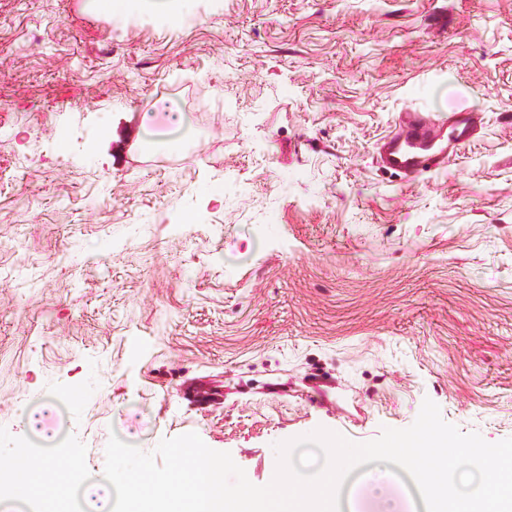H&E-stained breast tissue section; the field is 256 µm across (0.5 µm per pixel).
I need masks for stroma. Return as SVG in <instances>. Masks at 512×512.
<instances>
[{"label": "stroma", "mask_w": 512, "mask_h": 512, "mask_svg": "<svg viewBox=\"0 0 512 512\" xmlns=\"http://www.w3.org/2000/svg\"><path fill=\"white\" fill-rule=\"evenodd\" d=\"M409 106L482 116L412 182L375 159ZM427 398L512 437V0H0L1 446L38 464L39 406L86 488L189 432L264 486ZM98 2L104 15L120 13L127 18L135 16L144 6L141 0H102Z\"/></svg>", "instance_id": "1"}]
</instances>
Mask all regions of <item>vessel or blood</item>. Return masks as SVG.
<instances>
[{
	"label": "vessel or blood",
	"instance_id": "vessel-or-blood-1",
	"mask_svg": "<svg viewBox=\"0 0 512 512\" xmlns=\"http://www.w3.org/2000/svg\"><path fill=\"white\" fill-rule=\"evenodd\" d=\"M478 120V113L467 111L445 118L418 108L401 112L394 131L382 140L379 163L412 179L443 170L470 142Z\"/></svg>",
	"mask_w": 512,
	"mask_h": 512
}]
</instances>
